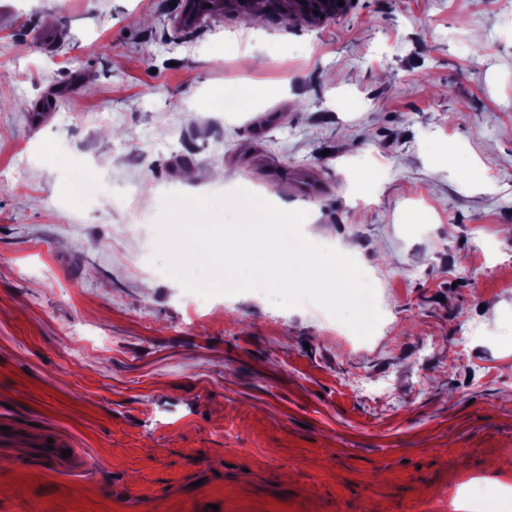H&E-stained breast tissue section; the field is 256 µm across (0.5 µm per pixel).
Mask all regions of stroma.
<instances>
[{
    "label": "stroma",
    "mask_w": 512,
    "mask_h": 512,
    "mask_svg": "<svg viewBox=\"0 0 512 512\" xmlns=\"http://www.w3.org/2000/svg\"><path fill=\"white\" fill-rule=\"evenodd\" d=\"M0 0V512H512V0L322 22ZM249 190L352 257L359 338L151 259L167 193ZM48 438L53 439L52 444H48ZM47 445H52V448L42 451L40 458L43 466L48 470L76 474L84 469V456L79 448H75V443L69 437L49 434L41 440L31 443L32 448H47ZM63 449H70L71 456L67 455V457L61 458Z\"/></svg>",
    "instance_id": "1"
}]
</instances>
